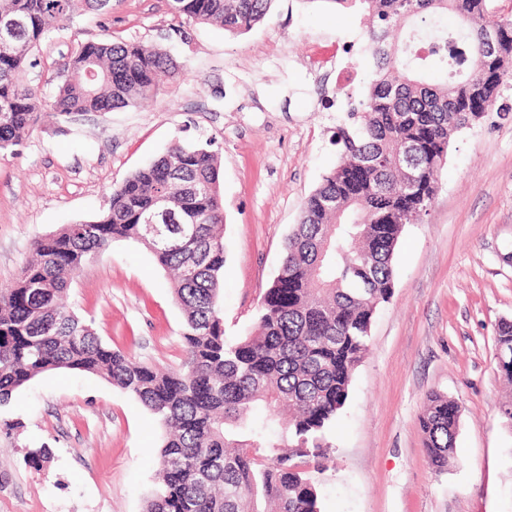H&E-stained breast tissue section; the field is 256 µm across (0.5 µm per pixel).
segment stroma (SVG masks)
<instances>
[{
	"mask_svg": "<svg viewBox=\"0 0 512 512\" xmlns=\"http://www.w3.org/2000/svg\"><path fill=\"white\" fill-rule=\"evenodd\" d=\"M169 51L180 76L134 109L41 117L19 152L0 151V286L35 238L95 219L112 188L177 138L212 135L221 159L224 334L254 332L261 299L307 196L337 164L333 138L373 79L366 23L324 0H273L242 34L178 22L168 0H113L43 40L24 81L52 101L61 64L104 34ZM395 286L320 477L322 512H512V384L497 325L512 320V87L451 142L422 223L405 225ZM68 301L102 342L136 361L178 367L183 315L170 275L131 241L77 272ZM460 418L445 472L427 460L429 392ZM164 430L134 397L74 370L42 374L0 407V512H145ZM49 449V462L29 453Z\"/></svg>",
	"mask_w": 512,
	"mask_h": 512,
	"instance_id": "35a3bbf8",
	"label": "stroma"
}]
</instances>
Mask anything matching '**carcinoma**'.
I'll use <instances>...</instances> for the list:
<instances>
[{"label": "carcinoma", "instance_id": "carcinoma-1", "mask_svg": "<svg viewBox=\"0 0 512 512\" xmlns=\"http://www.w3.org/2000/svg\"><path fill=\"white\" fill-rule=\"evenodd\" d=\"M369 18L374 79L336 129L339 162L305 200L266 290L256 332L229 342L220 303L224 199L214 138L176 140L112 189L91 234L70 224L36 239L19 277L0 287V406L34 377L69 369L99 376L138 399L165 430L158 483L145 512H322L320 461L368 350L372 318L394 288V257L407 224L420 222L438 189L454 136L479 122L512 82V19L491 0H324ZM272 0H171L179 17L232 34L263 21ZM81 9L112 13V0H0V150L19 146L44 102L23 81L34 49ZM436 67L442 82L424 73ZM50 103L67 117L137 107L158 78L182 66L165 50L103 39L64 63ZM169 196L196 235L172 249L142 233L139 217ZM132 240L175 275L184 360L161 370L96 336L64 303L70 278L109 246ZM512 353V320L497 327ZM427 396L424 448L448 465L459 417Z\"/></svg>", "mask_w": 512, "mask_h": 512}]
</instances>
